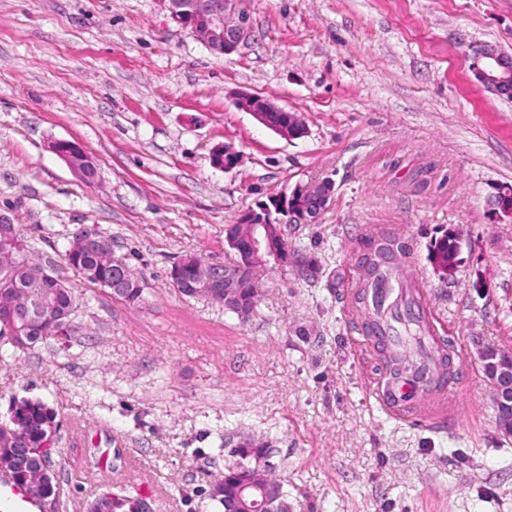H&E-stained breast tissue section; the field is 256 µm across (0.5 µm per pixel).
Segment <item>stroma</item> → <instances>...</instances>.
<instances>
[{
	"label": "stroma",
	"mask_w": 512,
	"mask_h": 512,
	"mask_svg": "<svg viewBox=\"0 0 512 512\" xmlns=\"http://www.w3.org/2000/svg\"><path fill=\"white\" fill-rule=\"evenodd\" d=\"M253 34L212 53L166 0H0V214L78 296L68 350L0 345L12 398L57 413L66 453L54 512H89L105 483L150 512H221L208 497L245 437L272 443L288 512H512V439L496 426L474 340L512 350V98L475 78L479 49L512 54V0H249ZM240 92L298 113L285 139ZM91 154L87 186L50 144ZM238 152L215 168L212 152ZM331 179L314 224H285L322 262L309 283L267 266L258 309L182 298L167 273L224 265V227L299 183ZM87 224L145 282L130 305L60 262ZM404 241L428 306L458 345L455 429L387 415L349 304L367 227ZM461 234L443 279L429 249Z\"/></svg>",
	"instance_id": "1"
}]
</instances>
